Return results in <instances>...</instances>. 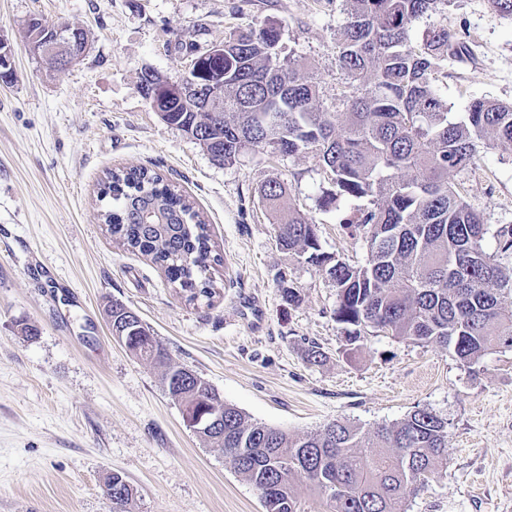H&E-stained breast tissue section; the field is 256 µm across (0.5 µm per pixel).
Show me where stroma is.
<instances>
[{"instance_id": "obj_1", "label": "stroma", "mask_w": 512, "mask_h": 512, "mask_svg": "<svg viewBox=\"0 0 512 512\" xmlns=\"http://www.w3.org/2000/svg\"><path fill=\"white\" fill-rule=\"evenodd\" d=\"M34 17L82 28L84 56L48 69L28 48ZM345 21V0H0L13 69L0 82V512H112L115 472L133 489L130 512H263L258 490L185 425L158 369L113 339L112 300L251 421L302 436L427 409L448 423L447 464L407 512H512V350L469 367L451 348L371 330L348 349L333 282L279 249L259 189L283 180L323 251L352 265L367 243L339 222L361 201L322 207L327 182L312 152L214 163L137 88L144 70L178 81L231 32L273 22L333 109L350 92L336 61ZM439 22L464 44L436 84L452 114L475 99L512 103V17L489 0H452L415 23L412 43ZM132 167L160 174L206 220L222 258L206 273L212 299L187 301L100 222L105 172ZM455 181L488 226L484 250L512 267L496 237L512 225V154L485 145ZM283 276L298 302L282 298ZM26 324L38 336H24ZM313 345L322 363L308 361Z\"/></svg>"}]
</instances>
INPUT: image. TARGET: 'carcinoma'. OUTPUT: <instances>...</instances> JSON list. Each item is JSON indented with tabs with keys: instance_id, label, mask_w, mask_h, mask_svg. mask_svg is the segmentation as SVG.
Listing matches in <instances>:
<instances>
[{
	"instance_id": "obj_1",
	"label": "carcinoma",
	"mask_w": 512,
	"mask_h": 512,
	"mask_svg": "<svg viewBox=\"0 0 512 512\" xmlns=\"http://www.w3.org/2000/svg\"><path fill=\"white\" fill-rule=\"evenodd\" d=\"M346 2L337 59L353 91L344 96L343 111L318 105L313 77L284 54L282 31L274 24L224 39L222 120L192 111L158 74L165 89L153 108L219 165L255 149L318 154L329 184L322 206L344 196L366 201L341 226L349 236L365 238L367 259L354 267L322 251L316 225L292 208L275 224L276 241L333 281L334 318L354 327L346 341L358 342L361 330L370 328L448 346L471 366L490 350L512 348V309L502 303V291H512V269L483 250L487 225L448 176L471 169L486 140L512 153V104L476 99L463 119L450 117L435 81L458 36L439 24L421 45L410 40L413 23L448 0ZM197 65V80L216 78V62L201 54ZM340 125L346 134L338 133ZM102 196L111 203L100 220L119 244L159 265L187 300L214 294L212 281L201 273L221 257L188 198L146 168L107 172ZM285 196L277 177L261 189L271 211L280 210ZM108 315L138 327L125 346L162 368L161 383L182 411L211 413V386L197 374L182 378L137 313L126 315L125 305L114 301ZM202 439L224 449L234 470L259 491L265 512H304L297 479L312 486L327 512H407L409 496L446 464L448 422L418 408L368 432L336 420L294 437L226 404L223 423ZM107 486L122 489L112 512H129V483L114 473Z\"/></svg>"
}]
</instances>
